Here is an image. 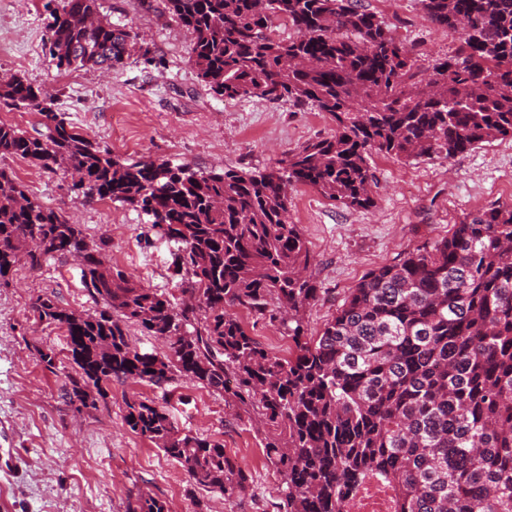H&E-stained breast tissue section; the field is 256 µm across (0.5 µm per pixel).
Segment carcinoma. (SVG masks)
<instances>
[{
  "mask_svg": "<svg viewBox=\"0 0 512 512\" xmlns=\"http://www.w3.org/2000/svg\"><path fill=\"white\" fill-rule=\"evenodd\" d=\"M422 2L434 24L460 33L427 78L351 0H166L214 95L311 105L335 123L331 136L284 153L265 173L121 160L26 77L0 80V104L38 113L46 129L32 136L0 123L1 160L70 171L84 201L137 210L182 244L174 263L187 299L177 304L106 263L104 240L88 241L0 167V284L20 264L34 271L72 256L99 304L78 311L42 295L31 305L35 321L64 330L76 411L97 408L114 381L184 378L256 413L284 512H344L374 476L393 489L398 512H512V204L468 214L451 237L370 271L320 332L308 334L306 323L320 289L307 241L288 220V190L306 185L366 209L374 151L449 160L512 137V0ZM274 17L296 36L273 37ZM47 29L60 71H110L137 44L131 28L101 15L99 0H59ZM234 308L279 322L289 356L269 353ZM130 324L166 341L165 352L138 351ZM125 422L197 487L249 491L223 445L180 432L156 404L126 400ZM127 512L167 509L139 493Z\"/></svg>",
  "mask_w": 512,
  "mask_h": 512,
  "instance_id": "1",
  "label": "carcinoma"
}]
</instances>
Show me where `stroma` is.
Listing matches in <instances>:
<instances>
[{
  "label": "stroma",
  "instance_id": "obj_1",
  "mask_svg": "<svg viewBox=\"0 0 512 512\" xmlns=\"http://www.w3.org/2000/svg\"><path fill=\"white\" fill-rule=\"evenodd\" d=\"M47 0H0V77L20 74L39 85L91 141L115 157H144L195 170L271 168L288 150L330 135L335 125L317 108L299 109L257 97L224 100L201 83L190 37L163 0H100L102 15L138 32V49L123 67L57 70L43 52ZM411 50L422 76L447 57L457 33L432 24L420 0H358ZM29 195L90 238L104 257L142 285L178 294L174 242L142 213L77 197L71 173L14 157L0 161ZM374 204L356 209L306 185L289 192V220L313 256L320 300L306 315L317 333L336 306L378 266L451 235L455 224L494 204L512 203V138L482 144L450 160L410 161L373 155ZM73 258L41 270L21 267L0 287V512H126L130 496L147 492L168 512H282V481L266 455L264 434L236 416L220 396L182 379L166 388L113 383L95 410L77 412L66 396L65 334L36 322L31 304L54 295L65 306L95 310ZM237 316L268 351L284 357L290 342L279 323L244 309ZM54 350L49 371L36 347ZM165 407L179 431L220 444L252 480V495L228 499L193 485L182 466L124 422L125 401Z\"/></svg>",
  "mask_w": 512,
  "mask_h": 512
}]
</instances>
